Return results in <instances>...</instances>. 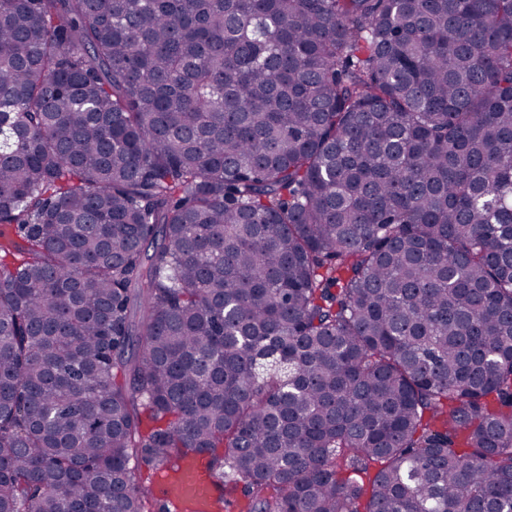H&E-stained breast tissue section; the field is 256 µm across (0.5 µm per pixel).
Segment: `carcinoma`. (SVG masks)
<instances>
[{
    "label": "carcinoma",
    "mask_w": 512,
    "mask_h": 512,
    "mask_svg": "<svg viewBox=\"0 0 512 512\" xmlns=\"http://www.w3.org/2000/svg\"><path fill=\"white\" fill-rule=\"evenodd\" d=\"M0 224V512H512V0H0ZM171 466L179 473L178 483L159 491L150 486L146 493L158 495L175 511L182 510L183 503L190 506L189 510L198 512L230 511L225 501L223 505L219 503L216 481L205 465L198 461H174Z\"/></svg>",
    "instance_id": "carcinoma-1"
}]
</instances>
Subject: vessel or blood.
I'll return each mask as SVG.
<instances>
[{
    "mask_svg": "<svg viewBox=\"0 0 512 512\" xmlns=\"http://www.w3.org/2000/svg\"><path fill=\"white\" fill-rule=\"evenodd\" d=\"M175 467L178 483L159 490L158 495L172 512H180L182 506H190L192 512H220L219 492L216 481L208 468L196 461H179Z\"/></svg>",
    "mask_w": 512,
    "mask_h": 512,
    "instance_id": "b4317fda",
    "label": "vessel or blood"
}]
</instances>
